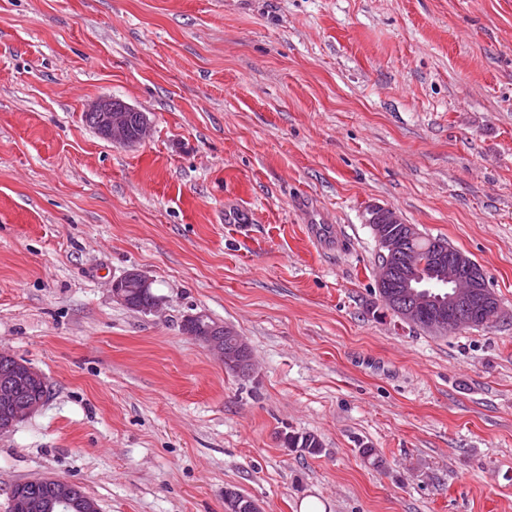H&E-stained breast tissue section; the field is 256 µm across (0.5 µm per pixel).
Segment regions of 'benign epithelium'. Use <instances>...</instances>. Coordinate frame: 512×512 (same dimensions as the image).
I'll use <instances>...</instances> for the list:
<instances>
[{
	"instance_id": "7a95c632",
	"label": "benign epithelium",
	"mask_w": 512,
	"mask_h": 512,
	"mask_svg": "<svg viewBox=\"0 0 512 512\" xmlns=\"http://www.w3.org/2000/svg\"><path fill=\"white\" fill-rule=\"evenodd\" d=\"M88 111L98 117L102 136L119 145L135 144L147 137L150 122L138 113L137 130L131 131L130 113L135 108L112 98L94 101ZM366 222L371 225L379 248L376 284L387 305L396 309L400 320L409 325L426 327L432 333L460 325L491 324L501 315L500 302L486 279L460 250L439 242L421 261L410 257L406 244L417 233L413 224L404 223L391 208L375 207ZM211 352L224 359V367L248 372L244 354L248 345L242 338L232 349L224 348L217 336H196ZM15 359L12 374L0 382V436L14 430L17 424L33 415L43 399H24L21 386L44 380L43 374L27 361L0 350V358Z\"/></svg>"
}]
</instances>
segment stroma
<instances>
[{"label": "stroma", "mask_w": 512, "mask_h": 512, "mask_svg": "<svg viewBox=\"0 0 512 512\" xmlns=\"http://www.w3.org/2000/svg\"><path fill=\"white\" fill-rule=\"evenodd\" d=\"M103 97L149 137L90 127ZM375 206L474 260L501 318L400 324ZM131 269L160 313L113 300ZM198 312L249 375L183 333ZM0 348L50 389L0 436V512L41 477L101 512H224L229 487L512 512V0H0ZM88 112H94L95 115L88 114ZM130 112H138V121L135 113L131 115L132 129L135 128L138 122L136 132L131 131L130 128ZM96 115L101 135L115 144L130 145L138 143L145 139L150 131V122L144 112L112 98L98 99L87 110L85 115L87 122L98 131Z\"/></svg>", "instance_id": "1"}]
</instances>
